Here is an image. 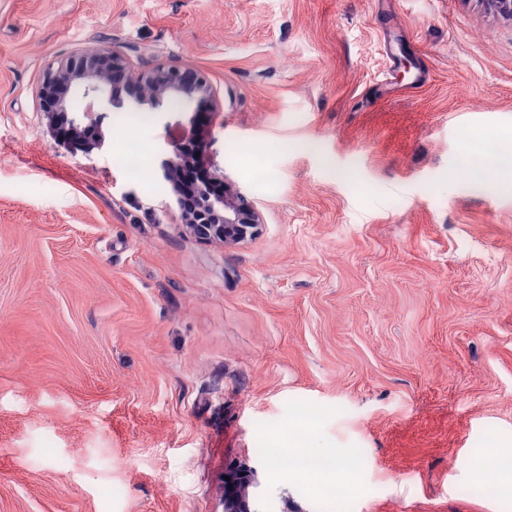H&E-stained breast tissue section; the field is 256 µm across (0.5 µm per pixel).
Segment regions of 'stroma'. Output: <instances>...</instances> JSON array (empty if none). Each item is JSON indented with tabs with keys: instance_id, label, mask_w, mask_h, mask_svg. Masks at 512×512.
I'll return each instance as SVG.
<instances>
[{
	"instance_id": "stroma-1",
	"label": "stroma",
	"mask_w": 512,
	"mask_h": 512,
	"mask_svg": "<svg viewBox=\"0 0 512 512\" xmlns=\"http://www.w3.org/2000/svg\"><path fill=\"white\" fill-rule=\"evenodd\" d=\"M101 45L213 85L255 236L171 209L188 115L55 140L41 80ZM511 130L512 22L477 0H0V512H225L234 468L251 512H317L268 454L298 403L345 512L512 505L477 491L512 448V174L461 168ZM122 155L135 177L143 173V147L136 137H128L123 144Z\"/></svg>"
}]
</instances>
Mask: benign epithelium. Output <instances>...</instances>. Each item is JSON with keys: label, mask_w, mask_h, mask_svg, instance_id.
Segmentation results:
<instances>
[{"label": "benign epithelium", "mask_w": 512, "mask_h": 512, "mask_svg": "<svg viewBox=\"0 0 512 512\" xmlns=\"http://www.w3.org/2000/svg\"><path fill=\"white\" fill-rule=\"evenodd\" d=\"M486 11L512 22V0H478ZM129 73L125 56L110 46L82 50L60 62L44 75L39 95L41 111L52 116L57 110L71 109L72 128L79 132L86 120L101 123L110 110L148 107L152 112H171L177 106L188 112L200 99L216 100V90L197 73L177 65L159 66L136 77L139 92L128 100L112 93L113 75ZM96 105L103 111L92 113ZM177 147L159 164L160 178L168 183L179 163ZM237 201L215 199L206 190L197 191L200 211L209 213L217 223L197 224L193 230L207 241L224 242L254 234L259 213L241 196Z\"/></svg>", "instance_id": "7a95c632"}]
</instances>
